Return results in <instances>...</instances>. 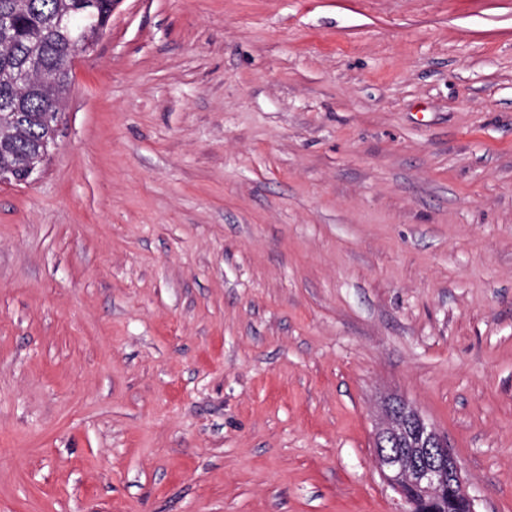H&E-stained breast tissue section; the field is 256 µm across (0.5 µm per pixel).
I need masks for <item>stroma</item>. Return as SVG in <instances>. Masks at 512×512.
Listing matches in <instances>:
<instances>
[{
    "label": "stroma",
    "instance_id": "35a3bbf8",
    "mask_svg": "<svg viewBox=\"0 0 512 512\" xmlns=\"http://www.w3.org/2000/svg\"><path fill=\"white\" fill-rule=\"evenodd\" d=\"M393 397L512 512V0H114L0 184V512H398ZM63 117L64 116L57 115L53 120H51L49 122L50 142L46 141L44 144V147L42 148V151L37 156L29 159L27 161V163L25 164L24 169L26 171L27 178L29 181L32 179L34 174H36L37 172L40 171L44 161L49 156L51 148L55 146L56 139H57V136H58V133L60 130V126L62 125V122H63Z\"/></svg>",
    "mask_w": 512,
    "mask_h": 512
}]
</instances>
